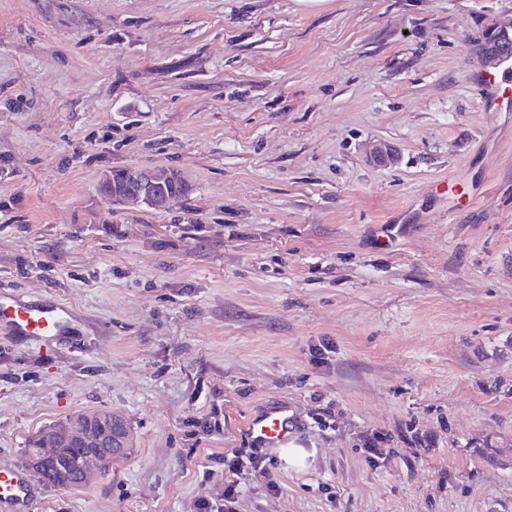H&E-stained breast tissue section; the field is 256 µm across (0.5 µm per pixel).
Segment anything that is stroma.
Returning <instances> with one entry per match:
<instances>
[{"label":"stroma","mask_w":512,"mask_h":512,"mask_svg":"<svg viewBox=\"0 0 512 512\" xmlns=\"http://www.w3.org/2000/svg\"><path fill=\"white\" fill-rule=\"evenodd\" d=\"M512 0H0V468L86 411L123 457L30 512H512ZM382 144L394 162L374 161ZM190 193L114 207L115 168ZM284 401L287 451L240 424ZM277 489H270L269 480ZM493 42L495 51L491 54L481 53L480 59L483 65L490 69L499 65L500 60L508 55L512 56V31L507 29H494ZM485 97L483 107L486 111H493L512 101V58H506L497 68L485 71L483 76ZM68 312L62 306H36L0 295V331L41 338L58 336L68 328Z\"/></svg>","instance_id":"stroma-1"}]
</instances>
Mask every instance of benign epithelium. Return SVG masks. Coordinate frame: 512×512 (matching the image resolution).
Masks as SVG:
<instances>
[{
  "label": "benign epithelium",
  "mask_w": 512,
  "mask_h": 512,
  "mask_svg": "<svg viewBox=\"0 0 512 512\" xmlns=\"http://www.w3.org/2000/svg\"><path fill=\"white\" fill-rule=\"evenodd\" d=\"M495 51L481 54L483 65L490 69L499 65L500 60L512 56V31L500 28L494 30ZM167 173L161 167L142 168L132 171L123 168L119 178L112 179L108 173L103 181L112 185L107 200L113 206H145L156 212L168 210L173 200L161 193ZM127 429L125 420L110 411L85 412L59 422L43 432L38 446L25 453V465L33 473L43 470L46 448H77L79 455L65 461L75 473L73 486L88 484L95 472L105 470L115 458L113 450L126 447Z\"/></svg>",
  "instance_id": "1"
}]
</instances>
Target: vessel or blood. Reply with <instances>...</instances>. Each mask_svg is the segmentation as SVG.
<instances>
[{"instance_id": "obj_1", "label": "vessel or blood", "mask_w": 512, "mask_h": 512, "mask_svg": "<svg viewBox=\"0 0 512 512\" xmlns=\"http://www.w3.org/2000/svg\"><path fill=\"white\" fill-rule=\"evenodd\" d=\"M485 110L498 109L512 98V58H506L483 76ZM68 328V313L61 306H36L0 295V332L41 338L57 336ZM249 440L265 448L289 447L295 421L287 406L251 414L244 423ZM35 491L34 481L19 470H0V512H27Z\"/></svg>"}]
</instances>
